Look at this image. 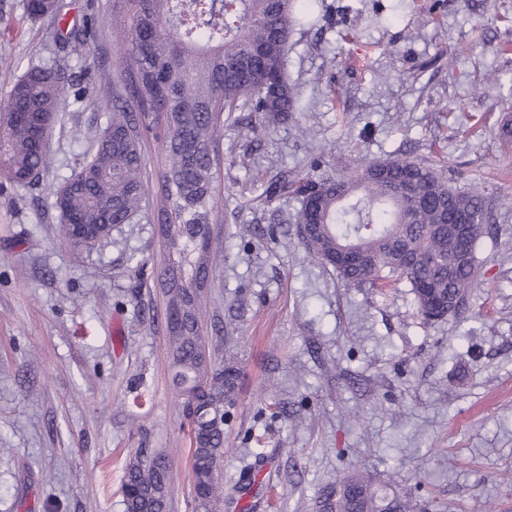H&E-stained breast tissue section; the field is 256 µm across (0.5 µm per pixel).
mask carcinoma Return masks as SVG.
<instances>
[{"mask_svg": "<svg viewBox=\"0 0 512 512\" xmlns=\"http://www.w3.org/2000/svg\"><path fill=\"white\" fill-rule=\"evenodd\" d=\"M29 18L62 23L61 0H25ZM319 0H115L114 27L126 62L112 75V109L95 149L52 188L66 241L91 249L112 228L131 224L149 192L143 139L160 141L164 166L158 223L167 225L159 271L166 304L183 310L177 337L167 338L172 364L196 384L192 402H182L191 437L194 499L203 512H221L224 487L216 468L224 456V427L213 423L217 409L236 389L238 371L214 366L203 336L206 287L213 276L210 245L197 238L219 207L215 181L224 161V113L255 112L276 120L295 110L297 91L286 74L288 46L297 27L328 17ZM63 45L83 43L87 27L58 30ZM71 94L64 68L31 64L11 81L0 112V176L19 187L36 182L48 165V142L56 113ZM414 180L416 202L392 197L390 180ZM269 193L300 202L296 223L310 224L300 244L314 260L357 241L358 264L336 270L346 282L383 288L386 279L405 280L424 319L455 317L477 285L476 247L489 233L484 189L453 188L446 173L422 159L396 156L356 161L348 171L318 179L284 173ZM471 215L466 239L448 243V224ZM169 454L139 448L124 467L126 512H169ZM317 512H413L397 493L375 486L360 473L326 485Z\"/></svg>", "mask_w": 512, "mask_h": 512, "instance_id": "cac0c4a2", "label": "carcinoma"}]
</instances>
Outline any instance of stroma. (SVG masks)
I'll return each instance as SVG.
<instances>
[{"mask_svg": "<svg viewBox=\"0 0 512 512\" xmlns=\"http://www.w3.org/2000/svg\"><path fill=\"white\" fill-rule=\"evenodd\" d=\"M90 39L60 48L22 0L0 9V107L8 79L63 59L85 100L62 112L37 184L0 177V512H125L124 464L170 454V512H197L157 284L155 200L92 251L60 235L49 193L104 127L124 49L107 0H66ZM296 29L286 70L297 109L224 122L218 258L204 335L224 325L238 370L224 403V512H316L327 484L361 470L417 512H512V0H324ZM380 23H371L373 15ZM443 158L454 187L484 188L495 222L478 285L429 322L405 281L344 285L298 239V200L266 199L277 174L319 177L357 158Z\"/></svg>", "mask_w": 512, "mask_h": 512, "instance_id": "1", "label": "stroma"}]
</instances>
